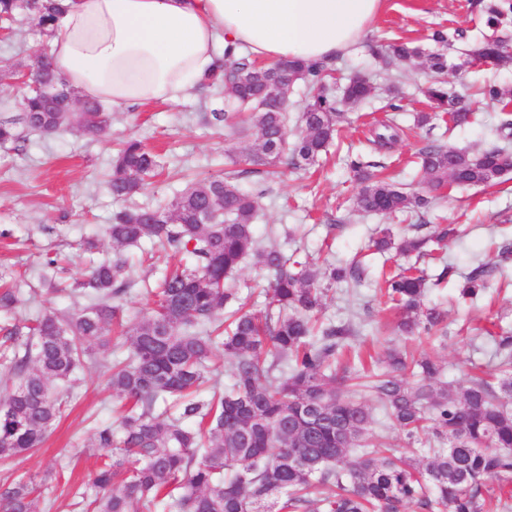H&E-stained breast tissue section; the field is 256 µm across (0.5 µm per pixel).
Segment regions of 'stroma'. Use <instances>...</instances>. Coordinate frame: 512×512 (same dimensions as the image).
<instances>
[{
  "label": "stroma",
  "instance_id": "obj_1",
  "mask_svg": "<svg viewBox=\"0 0 512 512\" xmlns=\"http://www.w3.org/2000/svg\"><path fill=\"white\" fill-rule=\"evenodd\" d=\"M461 31L448 49L452 69L445 80L457 95L473 98L476 117L471 124L453 126L439 119L431 126H418L417 113L430 104L422 94L431 75L419 64H401L384 70L379 51L391 42H409L426 51L435 50L432 30ZM489 30L473 0H385V7L358 47L337 55L330 62L337 76L355 73L375 84L377 95L359 106H347L339 122V139L327 157L304 170L281 165L274 171L242 175L243 190H264L262 210L255 221L261 245L273 246L286 256L325 258L346 264L361 257L370 267L359 285L337 283L324 298V322L353 324L351 342L377 353L392 346L413 354L437 357L446 381L462 384L473 367L491 371L497 365L491 343L477 332L490 325L512 328V259L502 260L499 250L512 242V172L490 187L453 188L441 204L421 219L427 232L436 227L456 228L445 246L429 243L428 256L419 265L440 283L431 287L427 304H437L448 313V336H398L392 331L395 317L381 304L377 273L383 262L410 264L408 256L372 253L371 237L384 228L394 239L410 234L413 216H384L359 211L354 199L357 183L345 165L347 155L368 149L373 121L383 119L387 91L396 88L402 109L396 121L400 140L389 151L376 155L398 174L407 190L430 194L418 167V152L436 143L458 149L481 151L498 146L495 128L503 112L499 104L477 98L478 87L496 82L512 87V61L486 63L455 72L469 51ZM49 42L39 32L34 15L17 11L8 26L0 28V117L17 114L28 85L21 78L36 52H49ZM223 95L209 86H196L177 102H152L122 110L107 111L108 124L98 136L77 127L53 134L28 132L22 149L0 145V283L16 286L20 302L9 313H0V325L30 324L49 311L64 312L74 306L68 288L80 279L90 263L115 255L106 233L113 215L124 207H145L172 199L192 180L223 174L229 165L224 153L223 131L206 123V112L222 107ZM134 138L159 155L164 172L146 190L129 202L112 199L105 182L112 172L115 144ZM150 242L124 248L122 253L135 285L125 297L128 315L149 308L152 297L141 279L156 280L157 269L166 262L156 253L154 267L142 264ZM61 253L64 273L56 274L58 291L43 287L42 259L45 253ZM492 267L485 292L477 299L461 298L458 289L478 265ZM269 274L246 257L232 282L253 309L265 310L269 302ZM128 347L112 340L96 350V365L79 374L80 382L70 394L62 419L48 433L39 449L22 458L0 463V482L32 480L37 487L36 512H80L75 493L87 489L102 456L92 445V427L112 419L118 399L107 385L113 361L125 358Z\"/></svg>",
  "mask_w": 512,
  "mask_h": 512
}]
</instances>
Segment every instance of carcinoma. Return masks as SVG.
Instances as JSON below:
<instances>
[{"instance_id":"cac0c4a2","label":"carcinoma","mask_w":512,"mask_h":512,"mask_svg":"<svg viewBox=\"0 0 512 512\" xmlns=\"http://www.w3.org/2000/svg\"><path fill=\"white\" fill-rule=\"evenodd\" d=\"M19 9L34 12L47 32L57 16L56 0H0V19ZM492 29L512 20V3L485 5ZM512 59L500 40L480 43L463 65L476 60ZM420 62L435 74L424 94L433 109L455 126L468 123L470 107L448 91L441 75L447 54L425 52L406 43L388 45L386 65ZM224 65L232 84L225 108L208 121L237 136L245 127L258 134V148L236 157L235 169L200 180L172 201L115 214L107 234L113 246L148 240L178 259L150 289L152 307L128 321V355L112 364L108 385L122 406L112 422L93 428L95 446L111 461L90 479L93 497H82L87 512H403L414 504L424 512H508L512 490V331L490 336L498 370L494 380L476 375L453 390L438 361H415L417 380L401 370L403 351L391 348L376 360L380 370L337 372L355 329L319 323L324 286L357 284L366 268L360 261L321 268L306 259L291 261L275 247H258L253 221L263 192H246L239 177L255 166L284 163L294 169L315 164L333 145L343 116L338 106L370 99L374 87L354 77L336 96L331 74L321 64L281 61L260 65L251 54L228 48ZM41 82L61 94L32 91L21 112L0 119V144L24 141L22 130L54 134L77 125L87 134L104 131L101 104L83 102L82 112L62 118L77 98L55 77L49 58L39 68ZM306 84L312 96L288 131V101L270 92L278 84L293 90ZM479 95L502 105L512 89L489 83ZM400 138L394 118L378 123L367 143L381 151ZM508 153L499 148L469 152L428 145L420 168L434 187L488 186L502 175ZM360 189L359 210L393 215L427 209L436 196L405 191L378 171L366 155L347 159ZM157 156L141 142L123 143L113 159L108 190L126 201L157 176ZM272 275L270 308L245 309L229 278L247 256ZM489 270L479 265L465 278L459 295L473 300L487 288ZM119 257L94 262L72 293L89 298L72 311H49L26 328L3 327L14 348L11 385L0 397V459L36 449L61 417L59 381L93 367L89 345H109L108 326L121 322L124 296L133 287ZM429 285L411 266L382 273L379 292L398 316L402 335L442 336L445 311L425 303ZM233 362L232 384L222 388L212 369L217 349ZM211 395L201 397L204 388ZM172 397L176 413H155L158 400ZM381 408L390 426L407 439L426 436L427 455L411 459L371 433L369 402ZM498 482L499 493L486 490ZM32 487L24 481L0 483V512H33Z\"/></svg>"}]
</instances>
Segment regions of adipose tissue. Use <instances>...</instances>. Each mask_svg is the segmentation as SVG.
<instances>
[{
	"mask_svg": "<svg viewBox=\"0 0 512 512\" xmlns=\"http://www.w3.org/2000/svg\"><path fill=\"white\" fill-rule=\"evenodd\" d=\"M385 0H59L51 56L81 98L115 108L178 101L224 50L322 62L360 43Z\"/></svg>",
	"mask_w": 512,
	"mask_h": 512,
	"instance_id": "1",
	"label": "adipose tissue"
}]
</instances>
